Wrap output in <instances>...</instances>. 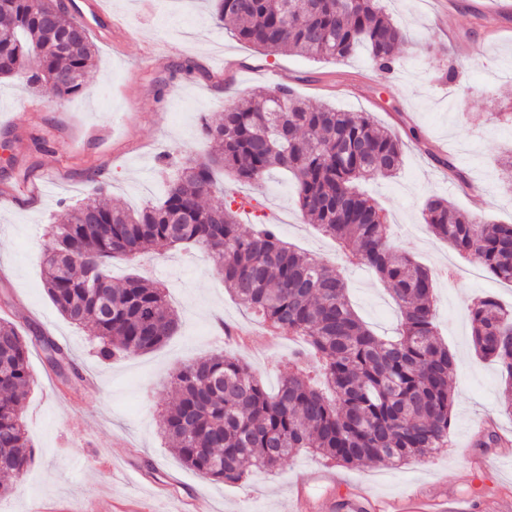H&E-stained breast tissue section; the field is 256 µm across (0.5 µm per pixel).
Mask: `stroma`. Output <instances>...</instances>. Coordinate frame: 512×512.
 Segmentation results:
<instances>
[{
  "mask_svg": "<svg viewBox=\"0 0 512 512\" xmlns=\"http://www.w3.org/2000/svg\"><path fill=\"white\" fill-rule=\"evenodd\" d=\"M410 37L393 73H379L366 49L347 60L317 62L279 50H261L220 27L210 0H107L111 30L93 35L95 67L83 91L68 100L36 92L15 78L0 79V313L23 335L43 334L67 349L90 388L59 371L32 348L33 384L26 432L33 462L18 492L0 497V512H194L197 500L215 512H288L292 483L326 467L301 452L277 474L254 473L243 485L203 478L172 453L161 415L175 396L182 364L221 343L211 332L217 316L261 334L227 292L205 254L195 248L146 253L139 264L112 262L123 279L137 273L165 284L179 327L160 349L99 360L90 328L68 323L43 285L39 245L59 211L87 192V170L108 175L107 202L136 209L157 201L178 167L205 152L203 119L262 87H291L305 101L365 112L404 143L391 178L365 189L390 223L392 248L435 275L434 304L441 340L455 357L450 444L425 465L361 464L341 475L395 496L406 487L440 482L467 512H512V483L480 469L499 446L476 447L492 431L512 438V410L502 398L496 363L477 355L468 308L494 295L512 307V285L491 279L476 257L459 256L425 223L422 205L433 193L486 221L512 224V0H381ZM483 56L482 68L445 80L449 58L461 47ZM452 156L470 184L462 186L437 157ZM228 195L248 200L240 224L277 225L280 237L332 262L336 241L307 224L291 201L294 187L280 172L259 186L218 175ZM349 297L370 329L394 335L397 306L375 272L347 273ZM305 343L284 338L274 347L241 344L240 353L267 390L286 377L288 358Z\"/></svg>",
  "mask_w": 512,
  "mask_h": 512,
  "instance_id": "obj_1",
  "label": "stroma"
}]
</instances>
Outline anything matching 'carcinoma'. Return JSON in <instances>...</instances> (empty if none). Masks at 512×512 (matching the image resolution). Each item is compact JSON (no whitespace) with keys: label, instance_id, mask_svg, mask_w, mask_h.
Listing matches in <instances>:
<instances>
[{"label":"carcinoma","instance_id":"carcinoma-1","mask_svg":"<svg viewBox=\"0 0 512 512\" xmlns=\"http://www.w3.org/2000/svg\"><path fill=\"white\" fill-rule=\"evenodd\" d=\"M379 2L214 0V11L238 40L264 50L338 61L364 45L376 69L391 73L406 32ZM93 65L90 35L68 0H0V77H21L65 99L82 91ZM202 133L208 150L183 163L159 202L136 210L101 201L106 184L88 170V197L55 216L43 251L45 290L61 315L94 328L102 361L156 350L178 327L165 291L142 277L115 281L112 259L198 248L243 306L310 343L325 390L298 366L270 392L225 347L183 365L174 376L178 398L161 425L188 468L236 485L302 449L349 466L420 463L445 447L455 358L438 337L433 273L391 250L389 224L359 190L367 179L395 174L402 141L366 113L309 105L286 86L255 91L204 119ZM274 169L291 173L299 211L340 243L346 262L371 268L387 285L402 315L397 336L375 335L352 308L341 270L298 252L277 225L245 232L234 198L202 203L222 193L218 170L255 185ZM423 216L455 251L477 256L490 275L512 283V224L462 213L437 196L425 202ZM469 315L476 352L501 367L512 399V310L485 296ZM33 345L79 376L53 339L31 341L0 318V496L22 484L33 459L25 429Z\"/></svg>","mask_w":512,"mask_h":512}]
</instances>
